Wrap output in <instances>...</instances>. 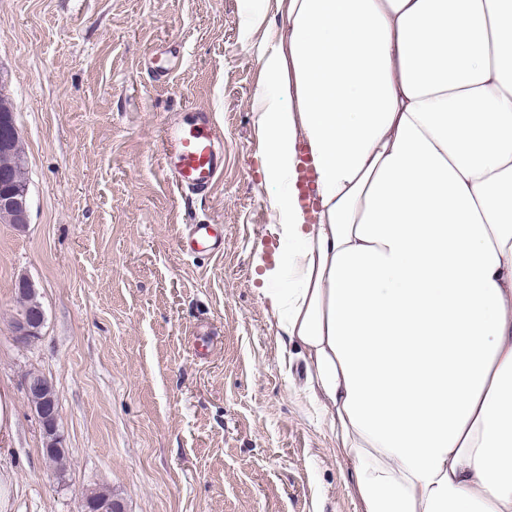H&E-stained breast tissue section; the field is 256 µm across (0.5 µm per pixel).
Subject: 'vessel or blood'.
I'll return each mask as SVG.
<instances>
[{
  "label": "vessel or blood",
  "mask_w": 512,
  "mask_h": 512,
  "mask_svg": "<svg viewBox=\"0 0 512 512\" xmlns=\"http://www.w3.org/2000/svg\"><path fill=\"white\" fill-rule=\"evenodd\" d=\"M173 149L163 158L165 178L177 189L210 191L224 170L217 127L210 113H196L190 120H174L164 129ZM187 251L209 256L224 252V233L217 224H193L183 241Z\"/></svg>",
  "instance_id": "vessel-or-blood-1"
}]
</instances>
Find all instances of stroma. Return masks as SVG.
Here are the masks:
<instances>
[{"label":"stroma","instance_id":"stroma-1","mask_svg":"<svg viewBox=\"0 0 512 512\" xmlns=\"http://www.w3.org/2000/svg\"><path fill=\"white\" fill-rule=\"evenodd\" d=\"M281 25L275 0H0V93L30 199L25 231L0 223L7 512H81L99 490L125 512H355L305 362L254 278L277 242L253 48ZM200 110L223 132L224 174L187 196L162 174L163 129ZM203 223L223 226V255L181 250ZM22 276L45 311L27 345L11 335ZM32 369L55 388L62 479L25 394ZM14 404L7 391H0V439L7 444L14 432Z\"/></svg>","mask_w":512,"mask_h":512}]
</instances>
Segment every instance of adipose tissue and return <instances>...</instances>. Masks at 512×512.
<instances>
[{
  "mask_svg": "<svg viewBox=\"0 0 512 512\" xmlns=\"http://www.w3.org/2000/svg\"><path fill=\"white\" fill-rule=\"evenodd\" d=\"M277 8L255 121L278 253L254 264L356 512H512V0ZM298 151L302 163V166L298 170V182L300 183V191L304 195V202H307L313 196L316 173L308 161L309 151L305 145L300 144Z\"/></svg>",
  "mask_w": 512,
  "mask_h": 512,
  "instance_id": "obj_1",
  "label": "adipose tissue"
}]
</instances>
